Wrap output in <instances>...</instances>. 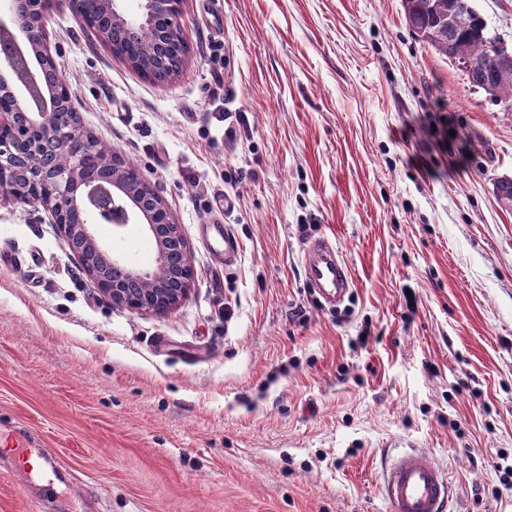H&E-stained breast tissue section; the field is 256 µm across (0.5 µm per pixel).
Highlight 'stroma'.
Segmentation results:
<instances>
[{
	"label": "stroma",
	"instance_id": "35a3bbf8",
	"mask_svg": "<svg viewBox=\"0 0 512 512\" xmlns=\"http://www.w3.org/2000/svg\"><path fill=\"white\" fill-rule=\"evenodd\" d=\"M182 22L166 83L50 22L83 124L160 183L194 276L174 311L112 306L53 225L0 206V512H389L410 450L451 512H512V112L401 0H184ZM97 233L152 267L139 225ZM318 236L353 277L335 306L304 276ZM23 430L67 481L13 473ZM210 250L224 265L232 264L239 252V245L229 225L212 224L209 228Z\"/></svg>",
	"mask_w": 512,
	"mask_h": 512
}]
</instances>
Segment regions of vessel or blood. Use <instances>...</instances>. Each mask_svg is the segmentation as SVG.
Masks as SVG:
<instances>
[{"label":"vessel or blood","instance_id":"obj_1","mask_svg":"<svg viewBox=\"0 0 512 512\" xmlns=\"http://www.w3.org/2000/svg\"><path fill=\"white\" fill-rule=\"evenodd\" d=\"M210 250L225 264H232L239 245L229 225L209 228ZM306 277L327 299L342 302L353 281L348 265L330 239L307 242L303 251ZM383 495L390 512H447L450 484L446 472L424 453L409 451L397 457L383 477Z\"/></svg>","mask_w":512,"mask_h":512}]
</instances>
